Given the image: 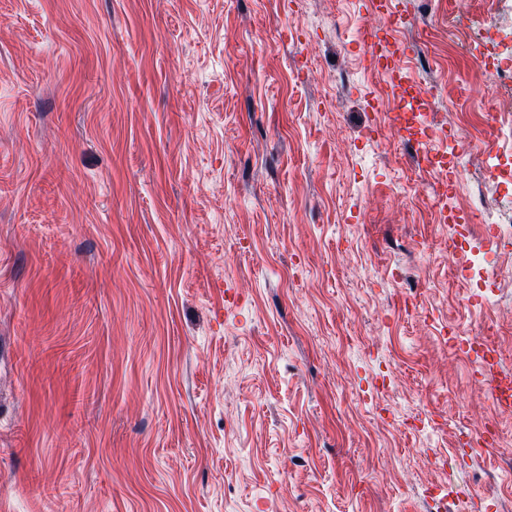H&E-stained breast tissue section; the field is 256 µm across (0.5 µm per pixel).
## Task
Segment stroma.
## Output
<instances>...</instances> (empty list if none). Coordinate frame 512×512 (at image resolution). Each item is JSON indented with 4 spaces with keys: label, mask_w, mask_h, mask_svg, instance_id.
Wrapping results in <instances>:
<instances>
[{
    "label": "stroma",
    "mask_w": 512,
    "mask_h": 512,
    "mask_svg": "<svg viewBox=\"0 0 512 512\" xmlns=\"http://www.w3.org/2000/svg\"><path fill=\"white\" fill-rule=\"evenodd\" d=\"M462 126L449 209L512 219V0H400ZM369 0H0V512H512L495 303L363 70ZM500 103L503 114L488 112ZM469 348V347H468ZM471 351H474L476 354H480V357H484V351L480 348H469ZM497 365L490 366L488 362L483 361V373L480 376V381L487 385L489 393L491 396L499 401H506L503 398V392L505 389L509 391L512 388V377L511 375H497Z\"/></svg>",
    "instance_id": "stroma-1"
}]
</instances>
